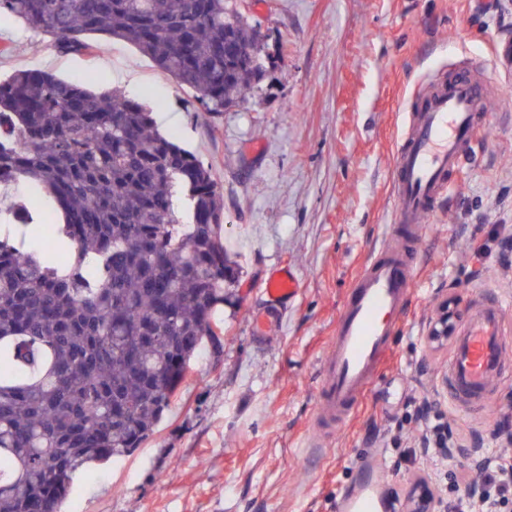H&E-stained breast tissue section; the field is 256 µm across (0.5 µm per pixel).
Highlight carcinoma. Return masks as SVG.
Wrapping results in <instances>:
<instances>
[{"instance_id":"1","label":"carcinoma","mask_w":512,"mask_h":512,"mask_svg":"<svg viewBox=\"0 0 512 512\" xmlns=\"http://www.w3.org/2000/svg\"><path fill=\"white\" fill-rule=\"evenodd\" d=\"M65 50L135 45L219 115L264 74L260 31L232 0H0ZM0 512H60L94 462L141 447L242 272L221 242L211 169L117 91L42 70L0 81ZM187 202L189 219L175 206Z\"/></svg>"}]
</instances>
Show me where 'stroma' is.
<instances>
[{
    "label": "stroma",
    "mask_w": 512,
    "mask_h": 512,
    "mask_svg": "<svg viewBox=\"0 0 512 512\" xmlns=\"http://www.w3.org/2000/svg\"><path fill=\"white\" fill-rule=\"evenodd\" d=\"M271 54L237 106L205 112L132 44L92 37L90 52L61 51L22 23L0 24V78L39 69L96 92L145 102L161 132L211 166L223 189V241L243 271L151 438L134 454L75 477L64 512H335L358 461L377 452L390 493L421 475L452 497L475 469L419 448L416 416L434 404L457 442L483 454L512 412V365L484 411L456 403L441 383L450 347L425 330L452 289L457 326L501 303L512 333V7L506 0H237ZM134 72L135 85L124 82ZM478 82L491 110L469 157L447 175L419 241L415 286L391 355L352 419L304 444L320 413L321 368L356 273L393 221L391 170L408 114L427 78ZM484 247L485 257L473 254ZM290 267L301 288L269 309L263 280Z\"/></svg>",
    "instance_id": "stroma-1"
}]
</instances>
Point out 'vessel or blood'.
Wrapping results in <instances>:
<instances>
[{"mask_svg": "<svg viewBox=\"0 0 512 512\" xmlns=\"http://www.w3.org/2000/svg\"><path fill=\"white\" fill-rule=\"evenodd\" d=\"M487 110L479 85L459 77L434 86L422 109L412 113L392 167L397 229L365 263L343 302L331 352L322 366V414L313 424L317 434L346 424L386 360L416 269V253L401 233L419 235L435 200L447 190L448 172L462 164ZM299 288L297 276L281 268L264 282L262 293L277 306L294 298ZM506 355L504 310L486 305L469 318L448 359L452 396L469 408L486 409L495 381L505 373ZM388 483L376 455H368L357 467L354 484L337 498L336 512H399V503L385 493Z\"/></svg>", "mask_w": 512, "mask_h": 512, "instance_id": "b4317fda", "label": "vessel or blood"}]
</instances>
